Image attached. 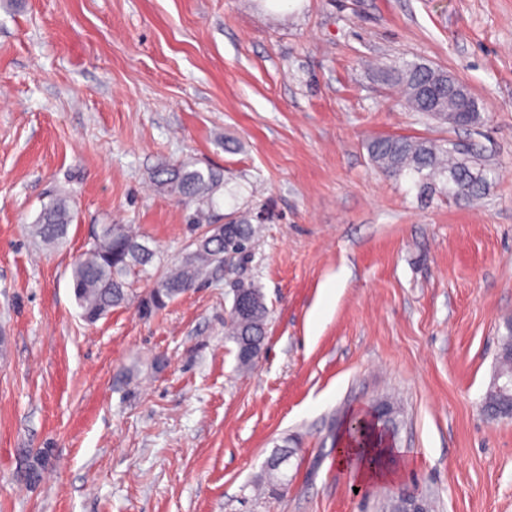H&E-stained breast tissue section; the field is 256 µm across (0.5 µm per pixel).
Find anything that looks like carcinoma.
<instances>
[{"label":"carcinoma","instance_id":"obj_1","mask_svg":"<svg viewBox=\"0 0 512 512\" xmlns=\"http://www.w3.org/2000/svg\"><path fill=\"white\" fill-rule=\"evenodd\" d=\"M404 103L413 112H420L448 124L467 125L480 119L479 106L470 93L454 102L456 111H448V73L426 64L406 63L397 72ZM368 153L375 166L389 177L416 176L426 184L442 177L448 186V196L473 199L485 193L493 170L481 166L476 155L461 157L456 150L426 139L381 137L368 143ZM223 174L212 167L200 168L193 162L164 166L154 174L158 191L175 195L197 204L193 224L209 230L191 239L182 257L174 266L157 275L153 288L139 298L144 312L161 308L187 293L210 277L222 272L238 274V260L251 252L260 225L252 223L254 216L242 214L225 224H213L209 215L214 195L221 187ZM73 218V205L65 194H57L43 205L40 215L31 225L32 235L48 246H58L66 238ZM156 250L145 237L128 224H102L90 247L73 263L71 282L82 318L95 323L112 309L134 299L128 276L139 271L149 273ZM237 295L246 301L243 308H231L224 322L227 336L235 343L238 366L250 370L260 355L265 338L269 310L260 288L253 282L238 279ZM506 333L500 337L496 375L512 374V321L506 322ZM512 398L491 385L486 395L487 412L500 416L501 405ZM292 451L278 448L269 457L266 475L274 486H285L288 477L283 467L289 463Z\"/></svg>","mask_w":512,"mask_h":512}]
</instances>
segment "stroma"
I'll list each match as a JSON object with an SVG mask.
<instances>
[{
    "mask_svg": "<svg viewBox=\"0 0 512 512\" xmlns=\"http://www.w3.org/2000/svg\"><path fill=\"white\" fill-rule=\"evenodd\" d=\"M403 61L464 83L480 123L409 111ZM389 135L497 176L471 203L388 178L367 144ZM183 160L224 174L214 223L269 213L242 268L270 310L247 372L223 275L93 324L73 296L99 225L180 258L195 208L152 175ZM58 191L75 218L47 248L30 226ZM509 319L512 0H0V512H384L401 491L512 512V421L483 408ZM384 400L394 475L361 485L336 450ZM292 455V451L285 447L277 448L269 457L266 475L270 484L280 487H284L288 484V477L286 473L283 472V467L285 465L288 466Z\"/></svg>",
    "mask_w": 512,
    "mask_h": 512,
    "instance_id": "1",
    "label": "stroma"
}]
</instances>
